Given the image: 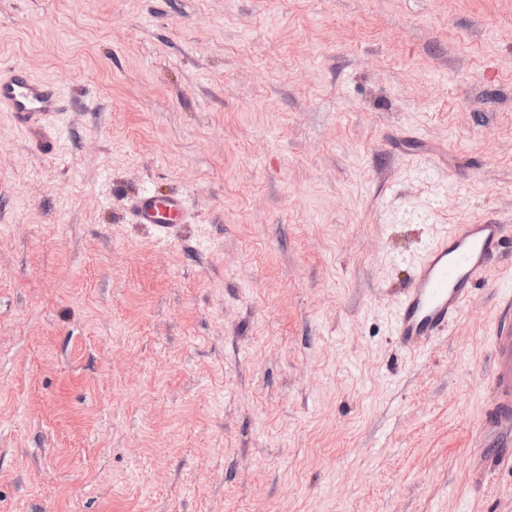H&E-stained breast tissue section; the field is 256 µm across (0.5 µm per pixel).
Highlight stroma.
Instances as JSON below:
<instances>
[{"instance_id":"1","label":"stroma","mask_w":512,"mask_h":512,"mask_svg":"<svg viewBox=\"0 0 512 512\" xmlns=\"http://www.w3.org/2000/svg\"><path fill=\"white\" fill-rule=\"evenodd\" d=\"M8 64L69 107L55 156L0 111V512H512V255L387 331L437 227L512 225V0H0ZM125 211L134 224H151L156 241L162 244L176 239L181 224H187L191 218L187 194L158 195L149 188L128 198ZM493 366L490 389L493 394L488 426L503 429L512 424V326L509 320H497L490 336Z\"/></svg>"}]
</instances>
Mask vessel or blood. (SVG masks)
<instances>
[{
    "label": "vessel or blood",
    "mask_w": 512,
    "mask_h": 512,
    "mask_svg": "<svg viewBox=\"0 0 512 512\" xmlns=\"http://www.w3.org/2000/svg\"><path fill=\"white\" fill-rule=\"evenodd\" d=\"M0 111L12 114L42 154L57 150L65 115V95L58 85L33 77L17 64L1 67ZM125 211L133 223L151 225L162 244L176 239L191 217L187 194L159 195L148 188L128 198ZM505 243L506 227L497 222L455 224L433 237L410 262V283L390 318L391 336L418 352L427 341L448 332ZM490 342L493 405L488 425L502 429L512 424V322L496 321Z\"/></svg>",
    "instance_id": "obj_1"
}]
</instances>
